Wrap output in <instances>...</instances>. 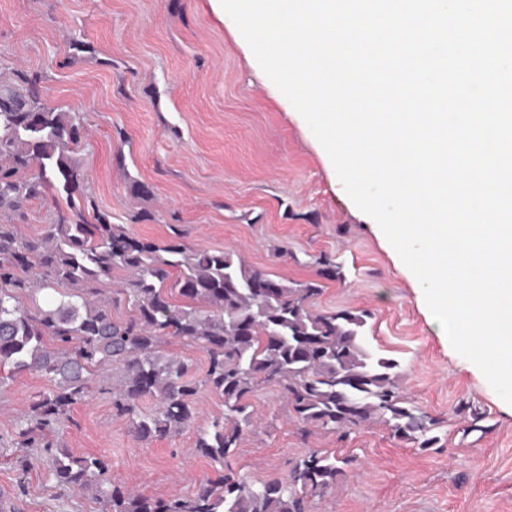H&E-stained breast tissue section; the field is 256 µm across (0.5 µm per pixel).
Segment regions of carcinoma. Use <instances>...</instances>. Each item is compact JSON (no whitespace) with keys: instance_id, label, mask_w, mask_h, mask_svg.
Instances as JSON below:
<instances>
[{"instance_id":"obj_1","label":"carcinoma","mask_w":512,"mask_h":512,"mask_svg":"<svg viewBox=\"0 0 512 512\" xmlns=\"http://www.w3.org/2000/svg\"><path fill=\"white\" fill-rule=\"evenodd\" d=\"M16 77L0 86V367L48 381L19 424L17 444L51 454L58 485L94 490L102 512H314L349 460L313 451L286 477L253 483L228 467L252 423L248 399L263 386L278 388L305 428L336 431L378 419L424 448L438 441V421L399 394L398 363L369 351L368 312L314 311L322 292L314 283L278 280L260 294L253 285L272 275L232 250H192L175 226L158 243L111 223L73 158L83 147L82 114L46 106L23 74ZM48 196L56 203L50 222L22 237L13 216ZM116 273L127 278L113 293L104 279ZM42 292L54 297L41 305ZM122 301L133 315L116 321L112 307ZM169 338L206 354L202 378L161 355ZM110 367L120 369V382L102 380L98 392L112 397L114 416L132 418L142 440L190 427L201 388L224 399V418L200 429L195 442L224 474L190 494L151 498L113 483L105 460L57 449L50 436ZM145 399L155 407L140 412Z\"/></svg>"}]
</instances>
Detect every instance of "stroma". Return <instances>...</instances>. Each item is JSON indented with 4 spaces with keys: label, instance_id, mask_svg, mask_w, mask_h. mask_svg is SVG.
<instances>
[{
    "label": "stroma",
    "instance_id": "stroma-1",
    "mask_svg": "<svg viewBox=\"0 0 512 512\" xmlns=\"http://www.w3.org/2000/svg\"><path fill=\"white\" fill-rule=\"evenodd\" d=\"M16 69L48 105L83 114L87 189L112 223L157 242L179 225L191 248L321 285L315 311H368L371 350L398 363L400 394L439 422L431 448L377 420L305 429L267 386L249 399L252 423L229 460L237 474L283 478L320 450L346 465L315 512H512V406L436 332L415 276L212 0H0V81ZM136 182L148 196L131 194ZM45 385L24 373L0 386V488L14 512H98L91 493L56 486L43 449L15 443ZM195 408L193 427L142 440L96 394L53 441L106 460L133 492L180 495L221 469L194 444L224 401L204 388Z\"/></svg>",
    "mask_w": 512,
    "mask_h": 512
}]
</instances>
